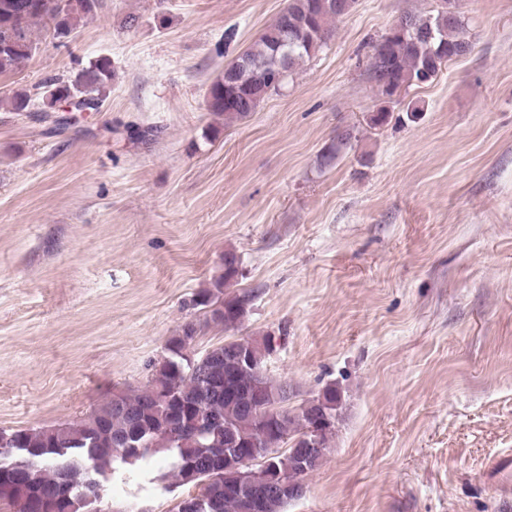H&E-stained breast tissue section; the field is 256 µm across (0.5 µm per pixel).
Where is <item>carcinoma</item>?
I'll return each mask as SVG.
<instances>
[{"mask_svg": "<svg viewBox=\"0 0 512 512\" xmlns=\"http://www.w3.org/2000/svg\"><path fill=\"white\" fill-rule=\"evenodd\" d=\"M45 2L0 0V74L15 70L37 49L39 25L53 23L59 36L67 37L97 0H55L52 16ZM441 2L434 14L407 16L412 28L405 34L381 48L373 46L369 71L384 98L431 81L443 65L471 51L457 0ZM331 3L288 0L254 45L224 69L227 74L243 63L248 66L246 79L233 84L219 78L210 85L208 111L226 121L241 120L279 90L326 45L336 22L347 16ZM111 81V62L100 57L72 80L47 78L42 105L52 112L56 102L76 92L84 97V106L97 110ZM8 104L15 112H26L35 99L22 89ZM352 138L349 129L337 133L320 165H332ZM239 273L238 255L224 252V275L192 299L193 308L203 312V321H189L169 337L143 387L112 392L79 420L1 430L0 460L6 464L0 465V506L34 512L35 499L60 489L63 499L48 503L42 512H90L93 502L80 497L90 479H106L159 453L170 459L179 485L198 488L187 495L194 507L187 511L179 504L175 512H284L290 501L301 498L303 485L290 495L272 489V484L287 472L299 469L307 475L320 465L336 429V390L328 387L300 411L288 410V383L271 379L263 370L272 351L266 336L227 338L197 358L188 353L202 326L212 322L235 330L243 324L251 295L224 293ZM240 355L249 357L252 365H239ZM248 450L257 453L254 479L244 476L241 465L240 453ZM21 458L32 467L27 487L18 484L8 468Z\"/></svg>", "mask_w": 512, "mask_h": 512, "instance_id": "cac0c4a2", "label": "carcinoma"}]
</instances>
